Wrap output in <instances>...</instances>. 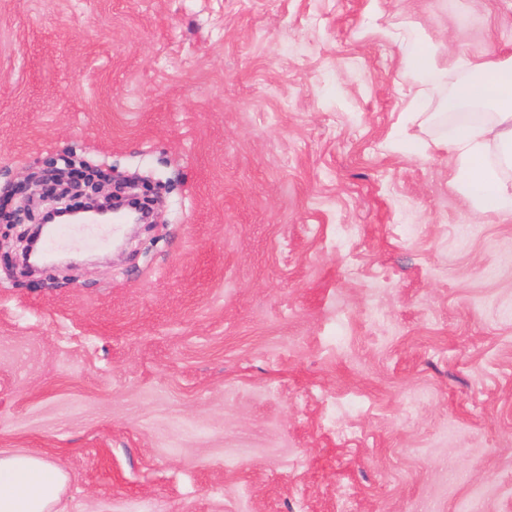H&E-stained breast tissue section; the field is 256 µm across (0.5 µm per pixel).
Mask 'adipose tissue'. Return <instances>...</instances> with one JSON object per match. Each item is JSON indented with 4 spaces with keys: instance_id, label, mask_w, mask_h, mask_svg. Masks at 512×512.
Here are the masks:
<instances>
[{
    "instance_id": "ef3b65f1",
    "label": "adipose tissue",
    "mask_w": 512,
    "mask_h": 512,
    "mask_svg": "<svg viewBox=\"0 0 512 512\" xmlns=\"http://www.w3.org/2000/svg\"><path fill=\"white\" fill-rule=\"evenodd\" d=\"M407 43L404 74L413 96L444 85L451 92L437 112H421L420 124L442 127L435 145L447 151L456 184L475 213L512 217V56L464 61L463 80L449 83L427 39L410 23L395 26ZM68 477L37 453L0 455V512H60Z\"/></svg>"
}]
</instances>
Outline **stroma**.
<instances>
[{"label":"stroma","instance_id":"obj_1","mask_svg":"<svg viewBox=\"0 0 512 512\" xmlns=\"http://www.w3.org/2000/svg\"><path fill=\"white\" fill-rule=\"evenodd\" d=\"M403 18L512 55V0H0V196L170 186L71 268L0 226V454L62 512H512V218L406 122Z\"/></svg>","mask_w":512,"mask_h":512}]
</instances>
